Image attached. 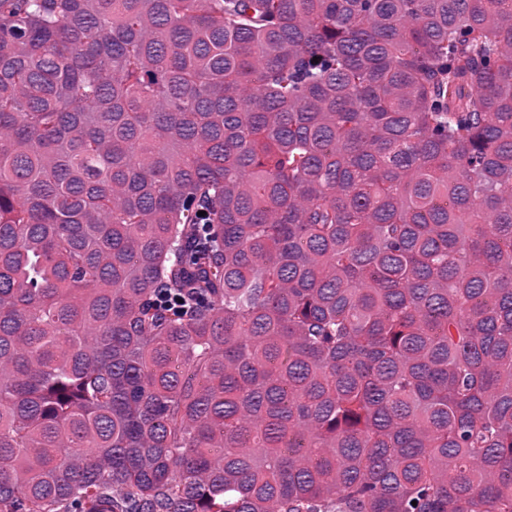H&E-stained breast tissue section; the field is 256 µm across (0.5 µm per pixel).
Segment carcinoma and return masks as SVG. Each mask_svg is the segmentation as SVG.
<instances>
[{
    "label": "carcinoma",
    "mask_w": 512,
    "mask_h": 512,
    "mask_svg": "<svg viewBox=\"0 0 512 512\" xmlns=\"http://www.w3.org/2000/svg\"><path fill=\"white\" fill-rule=\"evenodd\" d=\"M0 512H512V0H0Z\"/></svg>",
    "instance_id": "carcinoma-1"
}]
</instances>
